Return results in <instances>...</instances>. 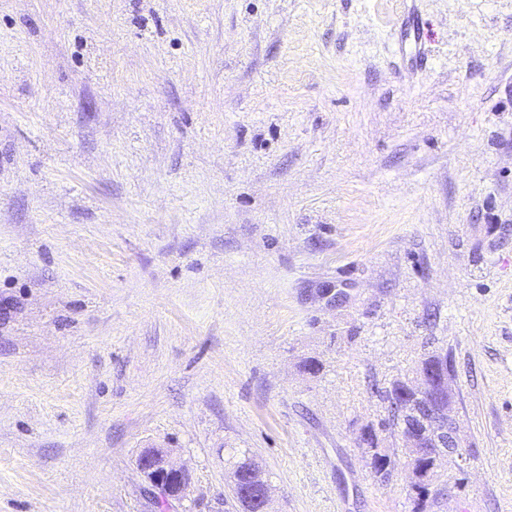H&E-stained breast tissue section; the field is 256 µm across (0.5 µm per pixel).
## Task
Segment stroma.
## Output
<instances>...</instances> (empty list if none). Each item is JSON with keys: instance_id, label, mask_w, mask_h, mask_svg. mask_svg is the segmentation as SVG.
<instances>
[{"instance_id": "1", "label": "stroma", "mask_w": 512, "mask_h": 512, "mask_svg": "<svg viewBox=\"0 0 512 512\" xmlns=\"http://www.w3.org/2000/svg\"><path fill=\"white\" fill-rule=\"evenodd\" d=\"M403 3L0 0V512H150L147 448L168 512H237L235 449L271 512H411L431 353L432 512L512 504V0H422V70ZM439 377L435 376L437 380H441L443 392L436 394L437 398L429 399L427 394L421 393L420 388L416 387L412 380H399L392 384L391 388L386 391V399L390 404V412L392 417V425L395 426L401 433L407 429L408 426L413 427L414 424H419L421 420H425L432 414L436 415L440 409H436L437 400L440 404L442 396L448 398V404L445 407L446 420L444 423L435 422L428 430L423 431H409L403 435L407 446L416 448L418 443V435L428 434L430 437L443 433L448 436V442L444 441V448H448V456L446 453L437 455V461L445 457L463 459V448H460L458 442L457 430L454 420V408L449 391V381L451 380L452 370L448 367V374L444 370H439ZM448 380V387H447ZM448 417V420H447ZM452 445L448 447V445ZM360 440L366 444L365 454L370 456V468L375 478L381 482H387L394 471V461L386 453L385 449L378 448L376 435L369 427L362 429ZM137 468L150 492H163L169 496V499H181L188 489L190 483L188 471L172 464L165 455L151 448L141 453L137 460ZM178 487L177 492H170Z\"/></svg>"}]
</instances>
